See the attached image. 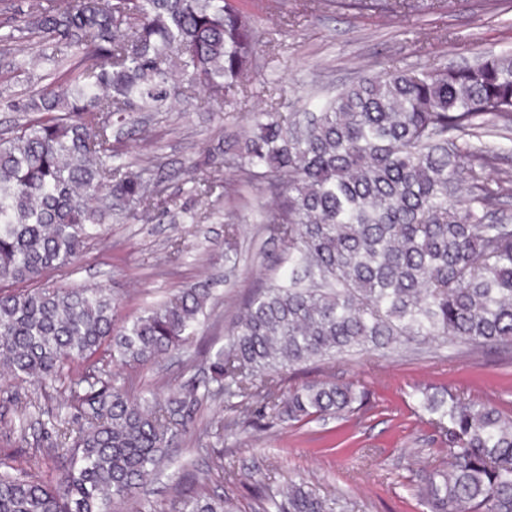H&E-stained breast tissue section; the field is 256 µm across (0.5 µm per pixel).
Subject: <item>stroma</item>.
I'll list each match as a JSON object with an SVG mask.
<instances>
[{
	"label": "stroma",
	"mask_w": 512,
	"mask_h": 512,
	"mask_svg": "<svg viewBox=\"0 0 512 512\" xmlns=\"http://www.w3.org/2000/svg\"><path fill=\"white\" fill-rule=\"evenodd\" d=\"M302 0H286L292 17L255 6L262 41L282 48L276 57L259 50L247 94L223 106L202 107V94L173 102L166 112H138L136 132L113 126L124 163L153 166L169 200L160 221L116 220L106 225L101 241L87 249L75 270L56 271L50 283L72 288H107L129 319L142 309L185 288L208 285L210 318L191 345L154 363L133 369L139 391L167 390L208 374L209 358L224 348L245 301L284 272V246L267 225L252 223L258 204L272 208L274 196L257 195L240 174L223 170L236 193L212 199L213 213L196 224L181 221L183 210L200 208L185 169L197 161L198 175L208 159L233 149L237 135L264 107L272 88L309 89L313 100L370 72L398 68L430 70L473 61L483 53L512 52V8L500 0H450L442 14L425 13L403 20L380 10H328L311 17ZM245 216L236 263L224 258V213ZM183 249L169 258V245ZM332 380L365 391L366 399L340 418L294 424L274 415L246 423L207 400L199 407L194 429L179 436L172 461L134 499L117 502L112 512H169L186 473L202 475L206 451H224V481L209 483V492L234 499L241 512H252L259 491L288 481H305L320 494L341 497L345 512H423L409 485L412 471L441 459L447 442L431 415L414 398L416 389L451 387L473 400L496 405L512 417V348L490 349L439 341L404 346L391 353L361 352L315 363L287 374L286 386ZM70 394L58 389L36 396L29 384L0 383V448L50 455L59 419L70 416Z\"/></svg>",
	"instance_id": "obj_1"
}]
</instances>
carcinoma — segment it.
Returning a JSON list of instances; mask_svg holds the SVG:
<instances>
[{
	"label": "carcinoma",
	"instance_id": "carcinoma-1",
	"mask_svg": "<svg viewBox=\"0 0 512 512\" xmlns=\"http://www.w3.org/2000/svg\"><path fill=\"white\" fill-rule=\"evenodd\" d=\"M403 17L444 11L448 0H385ZM364 0H307L317 12ZM33 55L8 62L23 76L5 106L31 118L0 139V374L55 390L70 379L76 428L59 433L68 457L0 450V512H111L164 464L194 425L203 397L238 399V416L290 422L336 417L363 402L353 386L281 376L352 350H389L446 338L512 346V223L497 216L512 176H485L499 153L471 138L512 131V54L430 71L362 75L318 106L254 115L219 162L259 194L279 197L259 223L285 245L288 273L251 296L211 362L216 387L189 383L165 398L136 397L114 366H145L193 338L210 301L194 287L116 324L105 288L39 281L75 265L112 215L167 213L159 184L122 164L112 118L163 112L201 89L221 105L247 92L259 35L244 0H0V43ZM41 67L37 77L32 71ZM228 225L225 258L241 227ZM417 402L437 415L448 460L415 483L428 512H512V418L452 390ZM180 490L177 512H234L205 485L224 477V451ZM262 512H342L303 482L260 493Z\"/></svg>",
	"mask_w": 512,
	"mask_h": 512
}]
</instances>
